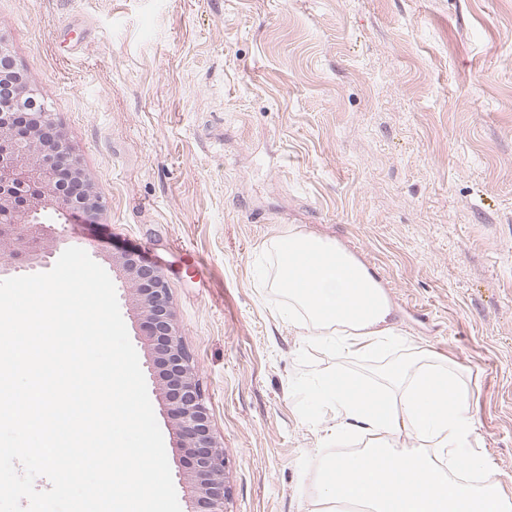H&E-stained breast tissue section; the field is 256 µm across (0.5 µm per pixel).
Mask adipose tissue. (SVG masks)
Masks as SVG:
<instances>
[{
  "instance_id": "1",
  "label": "adipose tissue",
  "mask_w": 512,
  "mask_h": 512,
  "mask_svg": "<svg viewBox=\"0 0 512 512\" xmlns=\"http://www.w3.org/2000/svg\"><path fill=\"white\" fill-rule=\"evenodd\" d=\"M270 281L283 319L307 340L365 359L393 346L397 326L379 280L351 251L299 230L273 243ZM319 396L332 417L321 443L367 436L365 448L330 458L316 481V512H512L478 443L467 386L450 362L411 350L378 382L327 377Z\"/></svg>"
}]
</instances>
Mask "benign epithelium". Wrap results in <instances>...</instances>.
<instances>
[{
    "instance_id": "obj_1",
    "label": "benign epithelium",
    "mask_w": 512,
    "mask_h": 512,
    "mask_svg": "<svg viewBox=\"0 0 512 512\" xmlns=\"http://www.w3.org/2000/svg\"><path fill=\"white\" fill-rule=\"evenodd\" d=\"M104 209L54 113L17 66L0 32V245L9 257L0 275L49 265L51 254L43 247L48 213L66 222L77 214L92 221ZM112 269L135 302L141 320L136 341L147 354L148 373L159 378L171 434L184 453L179 476L194 512H227L223 443L214 433L193 357L175 321L166 276L130 251L112 254Z\"/></svg>"
}]
</instances>
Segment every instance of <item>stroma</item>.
Returning a JSON list of instances; mask_svg holds the SVG:
<instances>
[{
	"label": "stroma",
	"instance_id": "1",
	"mask_svg": "<svg viewBox=\"0 0 512 512\" xmlns=\"http://www.w3.org/2000/svg\"><path fill=\"white\" fill-rule=\"evenodd\" d=\"M0 32L106 202L93 259L165 274L228 512H306L311 379H370L279 316L267 245L337 241L405 345L460 365L512 496V0H0Z\"/></svg>",
	"mask_w": 512,
	"mask_h": 512
}]
</instances>
